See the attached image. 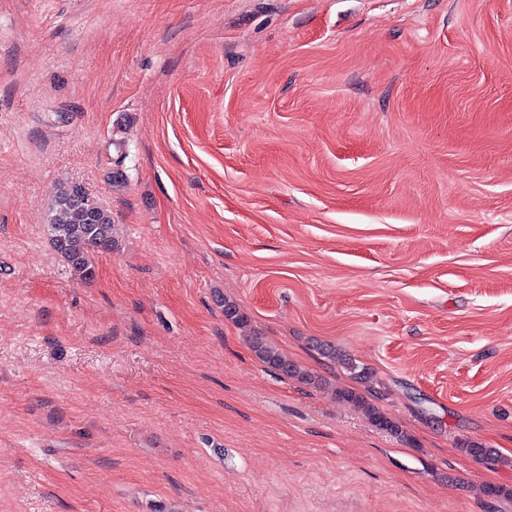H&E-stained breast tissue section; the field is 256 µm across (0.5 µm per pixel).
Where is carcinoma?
Returning <instances> with one entry per match:
<instances>
[{"label": "carcinoma", "instance_id": "1", "mask_svg": "<svg viewBox=\"0 0 512 512\" xmlns=\"http://www.w3.org/2000/svg\"><path fill=\"white\" fill-rule=\"evenodd\" d=\"M45 235L52 249L81 280L94 275L91 256L94 253L111 251L117 247L111 213L89 199L79 185H67L58 189L49 209ZM251 348L255 356L268 368L283 376L293 378L305 385H317L319 381L309 372L288 360L279 350L258 336L251 337ZM321 354L340 364L354 378L367 382L371 373L329 345L319 347ZM336 395L362 413L381 430L402 438L403 431L371 399L354 389L339 390ZM464 454L492 465H511L512 460L502 456L498 449L476 441L460 444Z\"/></svg>", "mask_w": 512, "mask_h": 512}]
</instances>
